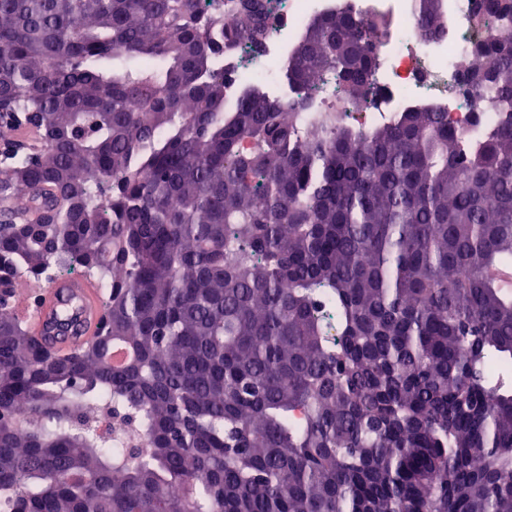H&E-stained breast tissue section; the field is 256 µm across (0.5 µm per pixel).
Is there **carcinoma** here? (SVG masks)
<instances>
[{"instance_id":"cac0c4a2","label":"carcinoma","mask_w":512,"mask_h":512,"mask_svg":"<svg viewBox=\"0 0 512 512\" xmlns=\"http://www.w3.org/2000/svg\"><path fill=\"white\" fill-rule=\"evenodd\" d=\"M479 4L470 143L425 108L294 128L329 77L376 99L377 20L313 17L284 105L221 64L263 0L229 31L216 0H0V512H512V0ZM78 278L102 318L61 349L15 307ZM95 401L144 445L79 428Z\"/></svg>"}]
</instances>
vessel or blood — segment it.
<instances>
[{"instance_id": "b4317fda", "label": "vessel or blood", "mask_w": 512, "mask_h": 512, "mask_svg": "<svg viewBox=\"0 0 512 512\" xmlns=\"http://www.w3.org/2000/svg\"><path fill=\"white\" fill-rule=\"evenodd\" d=\"M70 303L77 316L78 333L69 344L77 346L90 340L100 316V292L95 282L86 279L59 282L48 287L37 306L20 304L19 313L35 333H43L61 303Z\"/></svg>"}]
</instances>
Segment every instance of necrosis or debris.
Returning a JSON list of instances; mask_svg holds the SVG:
<instances>
[{
    "label": "necrosis or debris",
    "instance_id": "4bbe7bcc",
    "mask_svg": "<svg viewBox=\"0 0 512 512\" xmlns=\"http://www.w3.org/2000/svg\"><path fill=\"white\" fill-rule=\"evenodd\" d=\"M273 24L260 49L241 44L225 56L224 70L232 85L255 83L278 100H286L289 87L280 71L307 23L331 9H342L364 20L385 19L389 29L378 43L374 81L380 88L374 104L357 106L328 83L315 94L309 110L300 112L301 124H314L340 116L361 129L386 121L396 113L432 108L447 113L449 121L470 141L484 137L495 121L490 111H474L459 85L462 68L471 61L474 0H447L448 34L423 37L416 26L417 0H267Z\"/></svg>",
    "mask_w": 512,
    "mask_h": 512
}]
</instances>
